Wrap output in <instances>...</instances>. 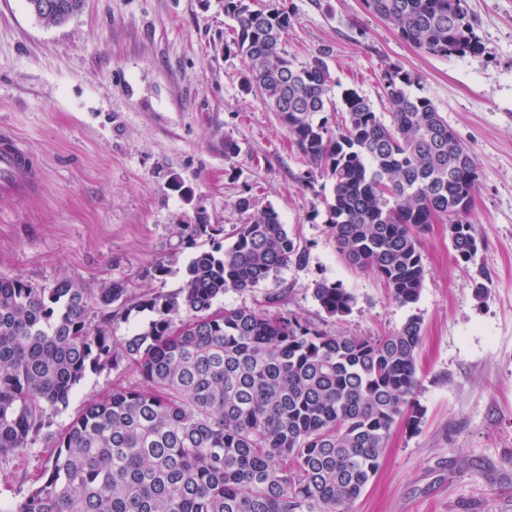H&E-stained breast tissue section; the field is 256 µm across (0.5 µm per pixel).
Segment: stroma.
<instances>
[{
	"instance_id": "obj_1",
	"label": "stroma",
	"mask_w": 512,
	"mask_h": 512,
	"mask_svg": "<svg viewBox=\"0 0 512 512\" xmlns=\"http://www.w3.org/2000/svg\"><path fill=\"white\" fill-rule=\"evenodd\" d=\"M284 5L292 18L285 48L296 61L329 49L333 101L352 88L385 112L380 75L401 67L418 79L411 93L428 95L470 148L480 176L472 262L455 260L447 225H432L421 243V297L402 306L342 259L327 228L332 182L308 177L276 115L243 91L245 64L225 50L232 21L222 0H85L61 25L40 21L26 0H0V126L44 169L36 197L0 198V277L36 288L69 279L92 290L123 278L140 292L171 293L192 255L177 225L193 223L200 208L232 229L247 220L238 199L252 198L255 210L280 215L306 259L259 287L227 292L220 307L299 315L362 337L421 320L422 421L393 428L351 512H512V0H464L484 50L448 58L410 46L365 0ZM228 140L236 154H225ZM174 178L191 200L169 189ZM160 262L162 276L153 272ZM320 281L354 295L350 315L321 310ZM139 381L131 368L88 373L53 413L54 429ZM52 441L0 458V503L24 497Z\"/></svg>"
}]
</instances>
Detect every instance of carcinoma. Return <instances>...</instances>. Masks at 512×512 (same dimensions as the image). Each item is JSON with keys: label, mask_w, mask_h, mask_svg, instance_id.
<instances>
[{"label": "carcinoma", "mask_w": 512, "mask_h": 512, "mask_svg": "<svg viewBox=\"0 0 512 512\" xmlns=\"http://www.w3.org/2000/svg\"><path fill=\"white\" fill-rule=\"evenodd\" d=\"M47 24L79 13L49 14ZM224 0L227 50L243 59V88L280 123L311 169L333 182L328 228L349 265L381 279L402 306L421 294V239L450 224L455 259L478 251L470 216L479 175L431 98L413 95L400 67L382 73L389 120L347 90L336 128L326 112L332 77L320 49L297 64L283 47L285 6ZM413 48L432 56L479 54L483 46L462 0H366ZM179 227L180 243L212 242L186 266L182 288L138 294L126 280L91 291L61 279L35 288L0 277V457L21 454L51 425L86 374L133 366L141 384L92 400L54 436L47 462L7 512H349L376 475L394 426L417 429L415 394L421 321L383 336L333 335L295 315L215 310L300 263L305 249L269 207L234 227L204 210ZM314 297L329 317L354 297L321 282ZM148 311L151 320L117 340L112 321Z\"/></svg>", "instance_id": "cac0c4a2"}]
</instances>
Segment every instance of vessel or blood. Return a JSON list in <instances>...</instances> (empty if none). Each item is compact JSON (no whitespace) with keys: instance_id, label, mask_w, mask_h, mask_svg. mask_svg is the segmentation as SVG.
Wrapping results in <instances>:
<instances>
[{"instance_id":"1","label":"vessel or blood","mask_w":512,"mask_h":512,"mask_svg":"<svg viewBox=\"0 0 512 512\" xmlns=\"http://www.w3.org/2000/svg\"><path fill=\"white\" fill-rule=\"evenodd\" d=\"M42 184L37 155L11 128L0 126V196L26 198L38 193Z\"/></svg>"}]
</instances>
